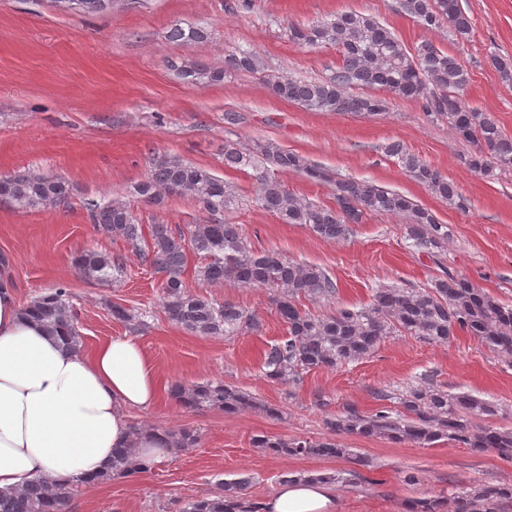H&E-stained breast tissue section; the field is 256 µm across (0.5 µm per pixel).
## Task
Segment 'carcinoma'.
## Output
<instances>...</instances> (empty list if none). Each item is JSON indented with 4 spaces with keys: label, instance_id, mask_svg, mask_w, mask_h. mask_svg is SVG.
Listing matches in <instances>:
<instances>
[{
    "label": "carcinoma",
    "instance_id": "1",
    "mask_svg": "<svg viewBox=\"0 0 512 512\" xmlns=\"http://www.w3.org/2000/svg\"><path fill=\"white\" fill-rule=\"evenodd\" d=\"M401 10L425 29L448 28L458 44L467 41L472 19L459 0H400ZM207 29L176 24L169 38L191 44L208 39ZM289 38L304 47L334 46L340 61L322 80H302L268 76V84L280 98L315 112L377 115L386 110V101L366 93L382 87L393 97L419 100L433 121L444 122L460 139L476 149L465 158L473 171L493 176L512 171V133L506 131L491 112L470 108L461 92L468 73L455 54L424 42L410 51L398 37L376 18L352 11L338 12L327 20L289 29ZM493 67L504 83L512 86V58L495 56ZM260 61L250 50L237 49L224 56V67H214L198 59H186L178 69L190 84H221L231 73L256 72ZM386 155L396 159L401 169L432 194L458 209L465 201L454 183L438 170L392 141L384 146ZM224 166L255 171L258 184L256 202L285 224H302L321 239L340 241L353 233V226L370 213L405 216L406 235L417 252L442 265L448 241L447 226L432 212L406 196L366 180L341 177L306 157L257 140L242 145L224 140ZM279 171H294L332 188L336 206L321 205L294 196L277 177ZM17 208L38 211L67 204L73 195L72 183L57 175L34 172L0 173V193ZM190 196L209 218L174 228L156 222L140 224L131 201L109 200L87 203L94 231L109 239H119L128 250L148 259L159 276V288L167 319L199 336H235L258 332L262 321L254 314L231 304L218 305L203 294L193 293L185 279L189 255L200 259L194 277L202 286L233 283L244 288L268 291L275 313L287 327L288 336L265 350L262 376L273 383L294 384L305 372L334 369L373 354L381 341L394 334L415 336L423 341L447 345L457 333L467 332L498 354L512 358V306L505 305L467 278L448 271L427 288L377 287L370 302L359 308L331 307L338 285L318 266L291 260L277 250L256 252L242 226L214 216L236 202L232 189L210 170L178 157L154 159L146 177L133 186L131 197L163 206L169 196ZM82 276L108 282L123 272L120 254L86 249L72 258ZM308 299L329 306L320 315L301 307ZM25 314L42 322L53 334L64 338L73 349L82 338L73 309L72 293L65 284L35 296L24 306ZM112 318L136 330L143 325L141 315L120 304H110ZM170 398L185 409H218L235 413L244 407H260L276 415L278 410L261 404L246 392L221 381L185 384L175 382ZM403 411L381 410L365 416L353 406L327 417L325 425L333 433L365 438L380 437L395 443L429 445L441 438L454 441L475 452L495 450L512 457V431L491 427L473 428L471 418L498 415V403L470 394H451L426 379L407 389L400 397ZM168 440L171 450L191 448L199 435L190 429L157 430ZM260 448L291 457L348 458L352 450L332 440L264 437ZM148 471L134 461L131 449L112 453L111 471L98 476L97 483L125 479ZM244 480H226L214 497L188 502L182 512H262L260 503L245 497ZM70 487L28 482L20 490L0 493V512H66ZM512 499V486L469 485L448 496L421 499L420 512H495Z\"/></svg>",
    "mask_w": 512,
    "mask_h": 512
}]
</instances>
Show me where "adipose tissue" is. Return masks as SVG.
Returning <instances> with one entry per match:
<instances>
[{"mask_svg": "<svg viewBox=\"0 0 512 512\" xmlns=\"http://www.w3.org/2000/svg\"><path fill=\"white\" fill-rule=\"evenodd\" d=\"M157 370L139 337L115 336L93 354L66 346L27 318L0 279V490L39 479L69 485L110 471L112 452L135 448L145 465L165 444L130 429V411L152 408ZM335 488L311 478L281 486L263 512H339Z\"/></svg>", "mask_w": 512, "mask_h": 512, "instance_id": "obj_1", "label": "adipose tissue"}]
</instances>
